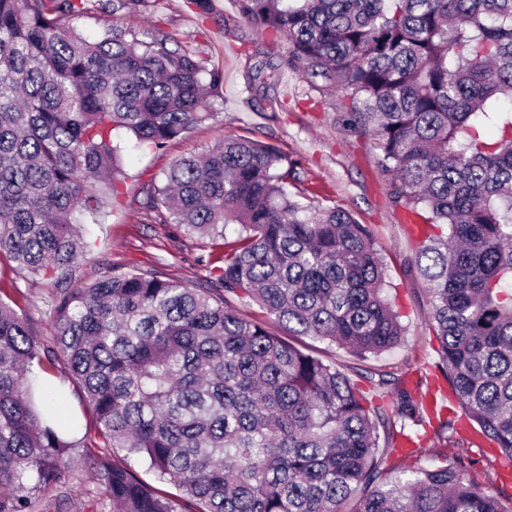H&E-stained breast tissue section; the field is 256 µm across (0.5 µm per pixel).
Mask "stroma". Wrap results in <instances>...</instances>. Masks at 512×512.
<instances>
[{"label": "stroma", "instance_id": "1", "mask_svg": "<svg viewBox=\"0 0 512 512\" xmlns=\"http://www.w3.org/2000/svg\"><path fill=\"white\" fill-rule=\"evenodd\" d=\"M216 5L213 14L201 15L187 0H153L146 10L125 19L133 30L174 37L183 48L223 70V99L214 119L188 130L161 152L133 147L128 136H121L126 172L121 195L103 223L87 225L88 249L71 271L52 278L31 276L0 260V299L24 312L36 338L47 344L54 334L61 289L130 268L150 270L192 287L203 284L208 273L197 258L207 252L220 257L221 246L206 248L204 240L187 236L174 225L154 223L141 207L142 189L175 158L214 145L224 135H240L275 144L289 158L302 160L300 186L305 195L333 201L373 231L386 267L388 294L402 315L405 341L364 361L337 348L329 350V357L365 391L373 388L368 374L375 369L404 375L411 383L432 373L438 355L428 326L429 298L415 276L413 238L402 211L388 200L371 139L343 126L344 95L321 79L284 66L291 51L287 38L274 39L244 25L236 0H216ZM271 63L279 67L273 85L252 80V73ZM446 446L449 456L469 460L466 482L512 496V480H501L492 448L472 445L464 432ZM33 501L32 512H112L111 501L83 463L66 471L59 484L35 491Z\"/></svg>", "mask_w": 512, "mask_h": 512}]
</instances>
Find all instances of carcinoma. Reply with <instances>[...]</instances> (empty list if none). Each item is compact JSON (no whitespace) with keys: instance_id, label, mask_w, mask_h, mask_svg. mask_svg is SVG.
Wrapping results in <instances>:
<instances>
[{"instance_id":"1","label":"carcinoma","mask_w":512,"mask_h":512,"mask_svg":"<svg viewBox=\"0 0 512 512\" xmlns=\"http://www.w3.org/2000/svg\"><path fill=\"white\" fill-rule=\"evenodd\" d=\"M285 36L292 61L351 101L389 200L421 219L414 268L430 297L436 368L476 433L512 462V0H237ZM146 0H0V259L59 275L122 178L123 132L156 152L215 117L223 73L166 35L118 22L93 41L72 20ZM300 163L224 136L143 188L160 224L224 244L209 285L112 272L61 290L44 345L0 301V512H31L78 451L112 512H512L433 450L403 480L389 463L411 426L455 432L431 383L378 372L376 405L310 337L365 357L404 336L374 234L347 210L305 204ZM247 298L248 319L230 298ZM288 336L269 330L267 320ZM65 364L95 421L53 407L32 367ZM124 452L122 461L109 449ZM172 484L143 482L131 462Z\"/></svg>"}]
</instances>
